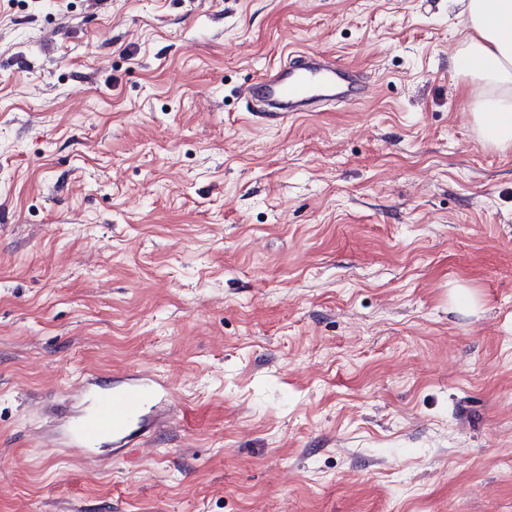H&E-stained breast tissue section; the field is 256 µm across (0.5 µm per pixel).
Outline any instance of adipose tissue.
Returning a JSON list of instances; mask_svg holds the SVG:
<instances>
[{
    "label": "adipose tissue",
    "instance_id": "obj_1",
    "mask_svg": "<svg viewBox=\"0 0 512 512\" xmlns=\"http://www.w3.org/2000/svg\"><path fill=\"white\" fill-rule=\"evenodd\" d=\"M465 21L466 35L449 66L462 75L461 90L475 101L482 139L512 149V0H449Z\"/></svg>",
    "mask_w": 512,
    "mask_h": 512
}]
</instances>
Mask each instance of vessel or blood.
Listing matches in <instances>:
<instances>
[{"label":"vessel or blood","instance_id":"vessel-or-blood-1","mask_svg":"<svg viewBox=\"0 0 512 512\" xmlns=\"http://www.w3.org/2000/svg\"><path fill=\"white\" fill-rule=\"evenodd\" d=\"M369 93L364 78L316 51L305 52L259 75L244 96L272 112H304L322 102L348 103ZM171 391L159 377L130 371L101 382L89 377L78 389L84 409L70 430L75 446L120 451L161 428L171 410Z\"/></svg>","mask_w":512,"mask_h":512}]
</instances>
